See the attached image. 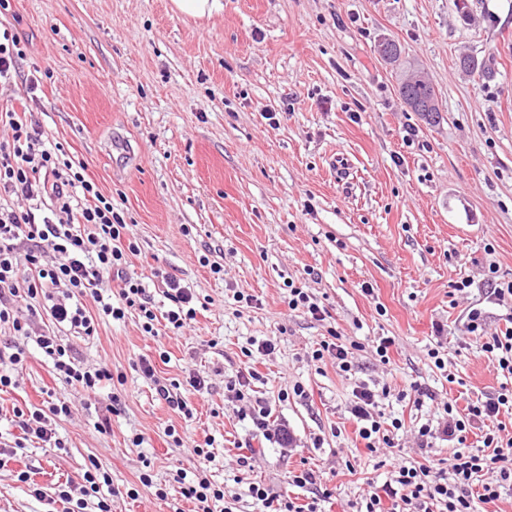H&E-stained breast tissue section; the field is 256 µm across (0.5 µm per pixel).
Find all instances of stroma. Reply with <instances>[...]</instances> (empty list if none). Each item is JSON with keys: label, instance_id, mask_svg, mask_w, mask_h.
<instances>
[{"label": "stroma", "instance_id": "35a3bbf8", "mask_svg": "<svg viewBox=\"0 0 512 512\" xmlns=\"http://www.w3.org/2000/svg\"><path fill=\"white\" fill-rule=\"evenodd\" d=\"M168 2L10 0L0 10V30L17 34L23 51L19 78L0 84V106L30 113L43 142L62 144L111 197L138 247L129 269L146 274L156 314L169 302L148 276L154 266L200 302L178 333L145 335L132 312L101 323L97 336H68L79 362H105L124 379L105 433L106 397L58 383L26 341L17 386L0 392V443L21 434L15 409L54 397L72 414L55 422L64 450L31 443L0 466V512H44L30 484L80 487L92 460L112 475V512H193L174 476L195 472L193 445L207 439L208 477L238 512H252L253 482L307 503L316 488L288 476L308 468L332 493L320 512H345L390 480L386 458L453 454L442 439L417 447L413 429L436 407L397 400L399 391L417 382L462 408L500 389L495 360L464 323L469 308H483L493 333L512 313L484 286L492 264L512 280V0H222L201 23ZM384 36L432 82L434 121L401 100L396 69L377 51ZM466 54L490 61L492 77L465 73ZM334 154L351 159L349 179L330 171ZM463 279L470 288L453 292ZM292 283L325 307L324 320L289 310ZM240 293L253 306L240 305ZM332 328L363 345L352 376L307 358ZM381 336L395 340L385 364L370 350ZM255 338L277 342L251 386L287 424L290 453L224 396ZM439 343L444 374L427 355ZM144 355L180 382L192 417L158 399L136 367ZM192 372L207 389L187 384ZM362 382L389 387L381 409L404 423L395 448L371 453L357 438L347 408ZM297 384L307 398L292 396ZM285 390L289 399L279 400ZM171 427L183 446L168 443ZM242 454L253 456L252 469L239 468ZM145 469L153 487L138 485ZM21 470L29 483L18 482ZM134 486L138 497H127Z\"/></svg>", "mask_w": 512, "mask_h": 512}]
</instances>
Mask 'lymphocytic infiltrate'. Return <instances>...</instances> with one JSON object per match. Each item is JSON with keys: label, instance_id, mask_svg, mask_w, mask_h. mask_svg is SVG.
<instances>
[{"label": "lymphocytic infiltrate", "instance_id": "obj_1", "mask_svg": "<svg viewBox=\"0 0 512 512\" xmlns=\"http://www.w3.org/2000/svg\"><path fill=\"white\" fill-rule=\"evenodd\" d=\"M0 125L12 131L10 140L0 141V194L27 202L22 209L0 206V328L14 335L13 342L0 347V365L22 366L26 355L20 341L31 337L51 361L60 383L93 397L104 391L110 402H117V394L110 390L109 366L77 363L61 332L94 336L100 322L120 321L135 311L143 332L156 335L157 316L143 281L127 270V254L134 249L127 225L111 198L86 179L83 164L61 148L46 147L26 113L1 108ZM161 279L171 303L164 315L166 326L182 330L196 317V296L172 275L162 274ZM110 281L116 283V293L102 295L100 286ZM87 296L96 302V311L85 308ZM43 316L50 317L54 331H36V320ZM482 348L492 355L505 380L496 396L469 403L461 411L452 401L438 400L428 388L416 385L410 392L414 406L429 400L440 412L437 423L417 427L419 447H429L441 435L457 444L447 467L392 462L389 484L363 496L355 512H480V505L498 501L505 488L512 487V437L497 422L500 414H512V326L487 336ZM256 376L253 368H245L225 388L242 402L243 416L263 436L290 447L293 439L287 428L271 422L267 403L250 393V381ZM380 400L379 391L363 383L354 389L350 403L358 436L371 452L393 447L403 427L400 418L385 416ZM70 414V406L62 401L15 412L24 440L58 449L63 443L51 422ZM488 420L493 421V429H485ZM478 428L484 434L476 448L468 445L467 436ZM194 451L201 467L184 480L183 495L195 500L197 512H234L223 487L214 485L206 474L204 465L212 459L207 446L196 445ZM82 480L81 499H72L62 488L57 499L69 503V512H85L92 497L97 512H112V496L107 492L111 475L94 461Z\"/></svg>", "mask_w": 512, "mask_h": 512}]
</instances>
